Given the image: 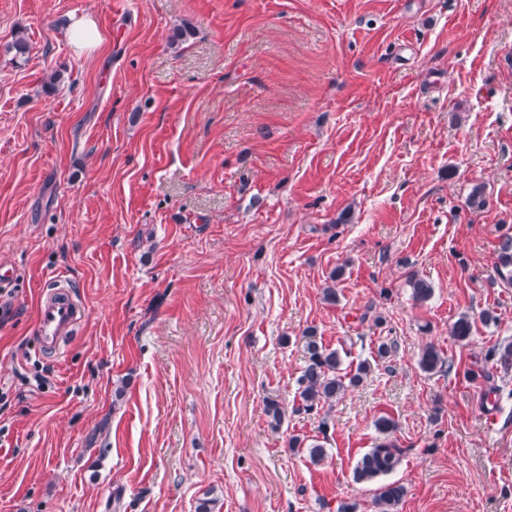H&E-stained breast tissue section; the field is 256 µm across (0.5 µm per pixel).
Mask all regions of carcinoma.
I'll list each match as a JSON object with an SVG mask.
<instances>
[{
    "label": "carcinoma",
    "mask_w": 512,
    "mask_h": 512,
    "mask_svg": "<svg viewBox=\"0 0 512 512\" xmlns=\"http://www.w3.org/2000/svg\"><path fill=\"white\" fill-rule=\"evenodd\" d=\"M496 272L503 284L512 285V235L502 236L498 243ZM407 283L415 303L422 304L432 297V284L418 274H409ZM471 334V317L464 314L453 323L451 335L459 342H467ZM304 339L306 365L297 379L299 402L295 411L311 414L326 406H333L349 388L361 385L370 371V365L363 361L355 369L347 371L342 368L338 350L325 347L309 331L305 333ZM489 363L501 368L503 373H509L512 370V343L490 347L484 355V364L471 371V376L475 379H489ZM445 365L446 360L434 345L428 344L422 349L419 366L423 371L433 373ZM397 427L393 417H378L375 420L378 442L360 457L353 469L355 482L374 486L373 506L376 512H397L407 495L404 484L383 481V477L393 472L402 461L403 449L393 438Z\"/></svg>",
    "instance_id": "carcinoma-1"
}]
</instances>
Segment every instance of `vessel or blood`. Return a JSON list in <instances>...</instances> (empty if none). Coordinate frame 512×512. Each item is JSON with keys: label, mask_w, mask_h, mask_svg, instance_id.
Segmentation results:
<instances>
[{"label": "vessel or blood", "mask_w": 512, "mask_h": 512, "mask_svg": "<svg viewBox=\"0 0 512 512\" xmlns=\"http://www.w3.org/2000/svg\"><path fill=\"white\" fill-rule=\"evenodd\" d=\"M84 312L74 288L63 277H53L42 288L36 304L33 333L42 352L53 358L63 355L67 341L78 332Z\"/></svg>", "instance_id": "1"}]
</instances>
